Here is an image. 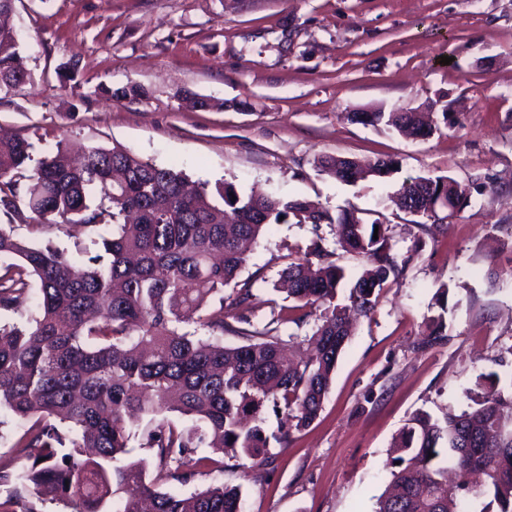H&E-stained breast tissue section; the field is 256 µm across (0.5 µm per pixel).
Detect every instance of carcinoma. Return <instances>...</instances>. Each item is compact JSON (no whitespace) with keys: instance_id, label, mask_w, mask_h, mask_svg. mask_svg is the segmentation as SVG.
<instances>
[{"instance_id":"obj_1","label":"carcinoma","mask_w":512,"mask_h":512,"mask_svg":"<svg viewBox=\"0 0 512 512\" xmlns=\"http://www.w3.org/2000/svg\"><path fill=\"white\" fill-rule=\"evenodd\" d=\"M12 6L0 0V91L30 78L4 22ZM350 119L414 138L432 132L418 112H352ZM31 161L26 139L0 133V212L13 218L26 211L36 229L64 225L95 234L101 247L75 256L0 226V257L17 260L0 275V310H18L29 282L38 288L34 316L0 328V425L7 415L30 422L18 454L0 460V512L45 489L73 512H110L114 504L117 512H241L236 487L183 496L160 482L187 481L188 470L205 461L197 456L202 447L231 459H268L262 414L269 403L284 435L310 426L351 338L348 311L369 313L407 260L394 256L377 221L347 211L333 216L296 198L244 195L229 183L191 187L176 168L122 148L90 146L73 164L60 144L32 170ZM319 164L347 183L362 174L349 158L322 157ZM466 199L448 176L409 178L393 194L394 205L416 217L451 214ZM283 217L335 225L338 245L367 263L350 282L346 305L335 303L345 270L321 239L281 270L288 297L309 308L291 322L299 326L321 309L307 358L286 355L265 328L240 331L246 342L234 347L178 332L175 324L188 314L211 335L234 330L224 321L229 286L237 322L252 325V284L238 281L246 245ZM445 340L436 318L417 347ZM467 397L472 406L459 414L419 411L408 419L377 512H512V375L482 374ZM167 413L193 425L179 428ZM148 416L155 425L142 435L151 458L121 461L135 419Z\"/></svg>"}]
</instances>
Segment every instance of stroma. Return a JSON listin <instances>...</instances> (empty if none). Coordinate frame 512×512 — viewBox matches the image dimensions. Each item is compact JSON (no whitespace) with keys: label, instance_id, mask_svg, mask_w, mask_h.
<instances>
[{"label":"stroma","instance_id":"1","mask_svg":"<svg viewBox=\"0 0 512 512\" xmlns=\"http://www.w3.org/2000/svg\"><path fill=\"white\" fill-rule=\"evenodd\" d=\"M11 25L31 80L0 92V129L28 138L34 159L61 142L118 146L196 182L382 219L408 261L358 319L309 427L279 443L266 411V462L199 467L171 491L237 486L244 512H375L407 420L466 410L479 374L512 371V0H14ZM129 85L143 96L101 92ZM188 92L224 107H191ZM405 108L448 118L423 139L347 118ZM325 156L393 158L399 169L345 183L320 171ZM417 176H448L468 193L430 235L391 201ZM317 238L348 274L361 270L334 225L287 221L268 228L241 274L255 324L274 323L296 349L313 325L281 320L289 301L273 284L285 255ZM436 315L447 343L415 351Z\"/></svg>","mask_w":512,"mask_h":512}]
</instances>
